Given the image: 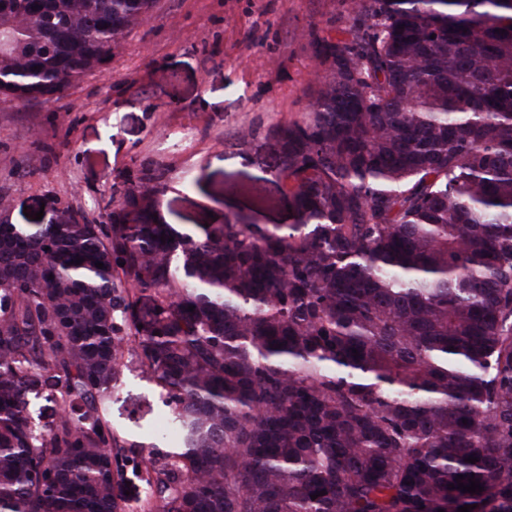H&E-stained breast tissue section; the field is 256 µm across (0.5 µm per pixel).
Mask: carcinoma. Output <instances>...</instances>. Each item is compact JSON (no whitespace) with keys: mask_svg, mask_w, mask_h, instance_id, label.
<instances>
[{"mask_svg":"<svg viewBox=\"0 0 512 512\" xmlns=\"http://www.w3.org/2000/svg\"><path fill=\"white\" fill-rule=\"evenodd\" d=\"M154 3L0 0V95L59 98ZM351 35L274 134L295 223L181 234L142 183L0 224V512H128L127 448L146 512H512V0H371ZM130 338L162 463L108 417ZM129 449V448H127ZM140 454H139V448H131L128 451L125 452V457H123V460H120V464L123 467L126 479L131 482V485L129 487H126L125 484V491L129 490L130 494L127 495L129 498H132L133 500H136L141 504L148 495L145 494H139L138 489L146 487L144 483L137 480L133 475V467L138 464L140 465ZM133 485L136 487V489L133 487Z\"/></svg>","mask_w":512,"mask_h":512,"instance_id":"carcinoma-1","label":"carcinoma"}]
</instances>
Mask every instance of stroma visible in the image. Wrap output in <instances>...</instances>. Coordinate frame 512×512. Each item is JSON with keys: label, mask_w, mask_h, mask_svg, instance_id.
Returning a JSON list of instances; mask_svg holds the SVG:
<instances>
[{"label": "stroma", "mask_w": 512, "mask_h": 512, "mask_svg": "<svg viewBox=\"0 0 512 512\" xmlns=\"http://www.w3.org/2000/svg\"><path fill=\"white\" fill-rule=\"evenodd\" d=\"M366 0H157L60 98L0 97V199L12 223L63 211L99 224L110 200L150 179L179 231L225 219L288 225L275 130L309 119L326 73L319 39L344 41ZM112 425L160 431L169 411L134 359Z\"/></svg>", "instance_id": "stroma-1"}]
</instances>
